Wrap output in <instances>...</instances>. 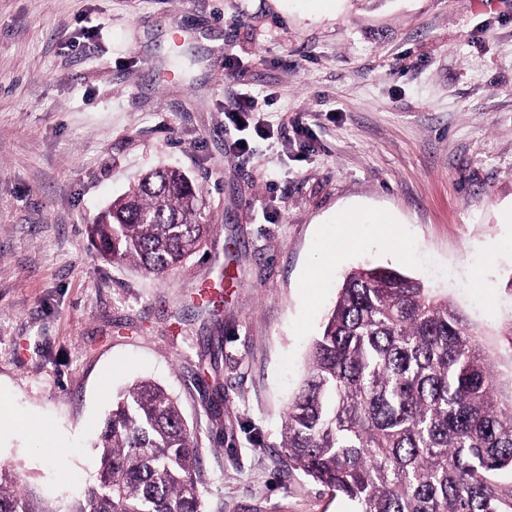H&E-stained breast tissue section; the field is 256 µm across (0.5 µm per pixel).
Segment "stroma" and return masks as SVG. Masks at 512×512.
<instances>
[{
	"mask_svg": "<svg viewBox=\"0 0 512 512\" xmlns=\"http://www.w3.org/2000/svg\"><path fill=\"white\" fill-rule=\"evenodd\" d=\"M160 167L214 230L157 276L87 226ZM510 208L512 0H0V464L64 500L113 393L148 377L198 440L205 512H355L279 453L312 336L348 271L391 266L454 303L512 392Z\"/></svg>",
	"mask_w": 512,
	"mask_h": 512,
	"instance_id": "35a3bbf8",
	"label": "stroma"
}]
</instances>
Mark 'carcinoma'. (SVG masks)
<instances>
[{
	"instance_id": "1",
	"label": "carcinoma",
	"mask_w": 512,
	"mask_h": 512,
	"mask_svg": "<svg viewBox=\"0 0 512 512\" xmlns=\"http://www.w3.org/2000/svg\"><path fill=\"white\" fill-rule=\"evenodd\" d=\"M202 191L154 170L88 227L97 253L160 275L196 253L211 225ZM96 484L43 506L0 465V512H204L202 449L177 401L138 380L112 399ZM288 465L357 512H501L491 476L512 471V396L466 317L398 270L346 275L288 405Z\"/></svg>"
}]
</instances>
